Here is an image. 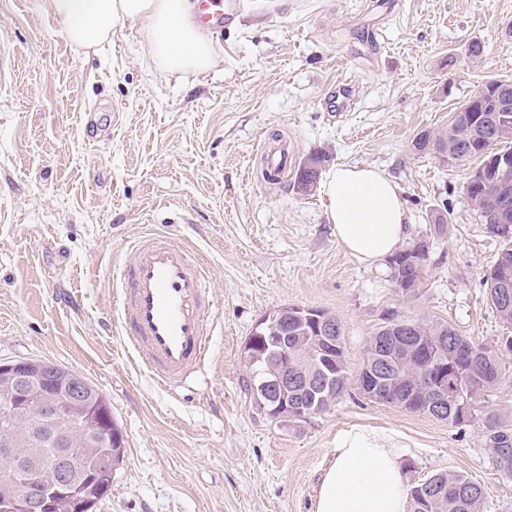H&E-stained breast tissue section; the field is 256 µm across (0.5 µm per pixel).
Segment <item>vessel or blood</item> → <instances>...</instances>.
Segmentation results:
<instances>
[{"label": "vessel or blood", "mask_w": 512, "mask_h": 512, "mask_svg": "<svg viewBox=\"0 0 512 512\" xmlns=\"http://www.w3.org/2000/svg\"><path fill=\"white\" fill-rule=\"evenodd\" d=\"M201 2L203 20L223 30L236 0ZM261 149L270 172L287 170L291 159L285 147L265 142ZM132 249V261L120 267L113 285L120 331L139 363L174 395L211 353L207 268L166 232L146 234Z\"/></svg>", "instance_id": "1"}]
</instances>
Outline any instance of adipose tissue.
Listing matches in <instances>:
<instances>
[{"label":"adipose tissue","instance_id":"ef3b65f1","mask_svg":"<svg viewBox=\"0 0 512 512\" xmlns=\"http://www.w3.org/2000/svg\"><path fill=\"white\" fill-rule=\"evenodd\" d=\"M45 6L68 41L84 50L100 52L118 23L139 21L157 70L204 73L220 62L212 32L195 19L193 0H45ZM323 192L337 239L359 260L373 264L400 247L406 207L390 176L342 165L326 176ZM402 446L393 431L339 434L314 512H408Z\"/></svg>","mask_w":512,"mask_h":512}]
</instances>
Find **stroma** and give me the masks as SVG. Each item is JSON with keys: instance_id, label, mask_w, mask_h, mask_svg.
Returning <instances> with one entry per match:
<instances>
[{"instance_id": "stroma-1", "label": "stroma", "mask_w": 512, "mask_h": 512, "mask_svg": "<svg viewBox=\"0 0 512 512\" xmlns=\"http://www.w3.org/2000/svg\"><path fill=\"white\" fill-rule=\"evenodd\" d=\"M141 28L118 25L105 54H87L44 0H0V362L66 366L109 399L126 451L93 512H312L333 444L355 426L401 436L409 483L459 472L484 487V512H512V478L477 423L356 389L384 317L445 320L489 346L512 336L482 285L502 243L463 194L473 162L413 148L486 81H512V0H241L206 74L156 70ZM346 76L355 108L331 111ZM267 138L288 141L293 165L325 151L398 184L407 241L430 243L418 298L397 296L386 262L342 246L321 188L263 180ZM162 229L205 260L215 300L211 357L175 397L112 327L111 269ZM285 305L338 319L348 379L326 412L276 424L245 392L242 349Z\"/></svg>"}]
</instances>
